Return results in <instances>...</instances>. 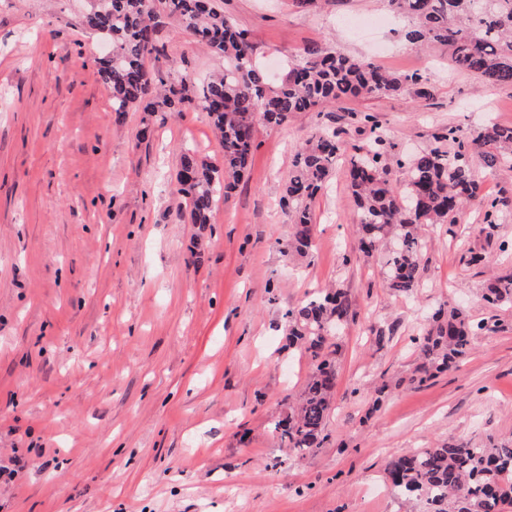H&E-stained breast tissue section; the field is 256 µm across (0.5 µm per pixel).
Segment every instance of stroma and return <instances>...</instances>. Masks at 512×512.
I'll list each match as a JSON object with an SVG mask.
<instances>
[{"label": "stroma", "instance_id": "obj_1", "mask_svg": "<svg viewBox=\"0 0 512 512\" xmlns=\"http://www.w3.org/2000/svg\"><path fill=\"white\" fill-rule=\"evenodd\" d=\"M218 2L273 77L317 44L421 75L427 93L257 121L246 171L202 228L173 185L186 149L222 162L204 113L113 112L90 0H0V466L14 471L0 475V512H419L387 485L393 455L512 439V309L482 299L512 274V168L475 169L506 201L494 237L476 205L424 227L416 294L386 287L384 251L358 250L342 161L310 204L313 249L281 253L284 185L314 133L361 147L373 115L399 192L401 160L444 129L512 124V87L412 47L386 0ZM158 42L149 68L195 83L224 69L172 21ZM336 287L350 317L328 439L296 456L273 424L310 361L284 314ZM443 304L485 328L459 367L418 385L411 338Z\"/></svg>", "mask_w": 512, "mask_h": 512}]
</instances>
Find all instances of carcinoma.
<instances>
[{
  "label": "carcinoma",
  "mask_w": 512,
  "mask_h": 512,
  "mask_svg": "<svg viewBox=\"0 0 512 512\" xmlns=\"http://www.w3.org/2000/svg\"><path fill=\"white\" fill-rule=\"evenodd\" d=\"M396 15L407 19L409 42L448 50L452 66L498 85L512 86V0H387ZM177 22L212 53L224 58V71L201 87L187 78L171 82L145 60L157 52L159 19ZM87 26L112 41V61L98 62L112 111L123 113L137 105L146 112H180L198 105L219 132L223 166L210 165L191 152L182 154L174 192L186 203L194 224L210 223L216 197L233 187L255 149L257 116L283 125L298 112L339 103L351 97L398 93L421 84L416 74L399 75L374 62L312 47L288 65L274 84L256 60L245 30L224 14L214 0H97L86 17ZM369 147L351 155L347 177L360 209V248L369 253L385 243L393 229L396 244L388 253L387 286L409 295L421 285L420 224H444L468 202L484 211V231L497 228L501 201L481 195L469 162L477 153L495 170L512 166V124L489 122L468 137L450 128L445 139L453 148L418 152L399 162L407 180L400 195L393 190L384 154L387 139L372 116ZM345 153L337 135L318 133L294 155L285 186L294 230L283 245L286 255H306L313 247V222L307 202L327 183ZM486 305L512 304V276L496 277L484 288ZM350 305L342 288L312 293L299 307L285 312L289 335L311 359L309 379L296 406L275 421L274 431L289 451L305 454L328 439L327 421L336 387L334 355L348 321ZM484 329L460 310L437 309L423 327L417 343L424 356L426 377L456 366ZM386 473L395 494L425 501L426 512H507L512 508V441L473 447L468 442L442 444L393 456Z\"/></svg>",
  "instance_id": "1"
}]
</instances>
